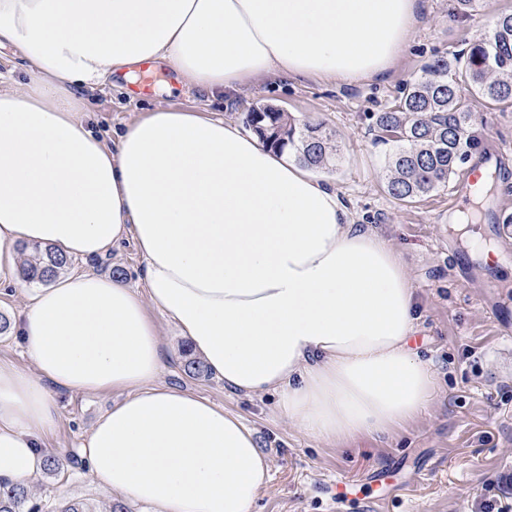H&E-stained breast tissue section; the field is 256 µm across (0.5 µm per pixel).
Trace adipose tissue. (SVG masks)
Listing matches in <instances>:
<instances>
[{"instance_id":"adipose-tissue-1","label":"adipose tissue","mask_w":512,"mask_h":512,"mask_svg":"<svg viewBox=\"0 0 512 512\" xmlns=\"http://www.w3.org/2000/svg\"><path fill=\"white\" fill-rule=\"evenodd\" d=\"M422 0H0V286L18 245L95 257L134 241L143 290L63 270L25 291L13 329L29 366L0 360V481L44 469L53 388L127 391L84 435L90 477L153 512H254L270 461L242 418L159 384L154 311L226 389L276 394L318 442L379 439L432 405L409 340L417 294L399 250L336 190L235 123L157 107L116 132L85 108L143 62L207 99L278 76L382 78ZM21 59L14 55L10 49H0V74L15 81L25 82L28 76L22 68Z\"/></svg>"}]
</instances>
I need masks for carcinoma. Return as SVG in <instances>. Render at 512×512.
Instances as JSON below:
<instances>
[{
	"label": "carcinoma",
	"mask_w": 512,
	"mask_h": 512,
	"mask_svg": "<svg viewBox=\"0 0 512 512\" xmlns=\"http://www.w3.org/2000/svg\"><path fill=\"white\" fill-rule=\"evenodd\" d=\"M512 105V12L500 13L492 32L448 59L437 57L407 83L391 108L375 115V139L393 144L385 190L413 203L448 180L477 147L471 100ZM246 125L272 149L288 150L311 170L332 166L338 155L333 134L323 124L299 122L265 104L245 116ZM68 260L51 248L37 249L23 264V278L45 284ZM31 490L0 483V512H32Z\"/></svg>",
	"instance_id": "1"
}]
</instances>
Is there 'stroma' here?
I'll return each mask as SVG.
<instances>
[{
  "instance_id": "35a3bbf8",
  "label": "stroma",
  "mask_w": 512,
  "mask_h": 512,
  "mask_svg": "<svg viewBox=\"0 0 512 512\" xmlns=\"http://www.w3.org/2000/svg\"><path fill=\"white\" fill-rule=\"evenodd\" d=\"M504 11H512V0H473L465 12L456 0H426L405 51L378 81L285 76L209 102L176 83L138 97L107 85L98 95L95 128L105 134L136 120L158 99L236 123L257 103L324 123L340 153L319 180L336 189L357 223L399 249L408 265L420 314L414 345L433 364L436 397L416 421L376 441L332 448L296 433L278 419L275 395L237 394L210 371L190 374L194 355L186 340L173 325L161 324L168 356L161 383L238 414L269 456L271 480L254 512H328L327 488L340 480L349 489L340 512H512V335H501L490 313L494 305L512 310V266H496L498 289L484 288V258L471 243L476 237L512 255V239L495 237L488 217L469 225V238H462L449 222L447 188L411 204L389 196L383 184L391 148L375 142L371 121L393 106L403 84L426 63L484 38ZM473 111L482 144L472 163L495 155L504 180L512 182V106L477 103ZM70 266L121 278L134 288L143 285V262L131 241ZM121 397L118 391H56L59 421L46 445L61 449L66 462L61 473H43L32 482L42 512L68 501L100 507L112 501V493L88 477L79 444L94 419Z\"/></svg>"
}]
</instances>
